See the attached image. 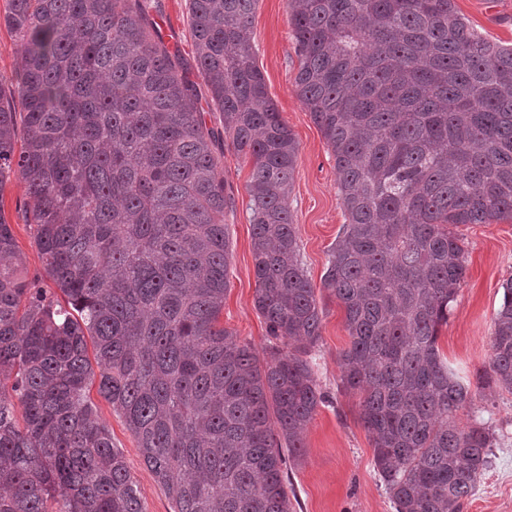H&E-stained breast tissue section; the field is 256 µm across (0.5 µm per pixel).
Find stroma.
I'll list each match as a JSON object with an SVG mask.
<instances>
[{"label": "stroma", "instance_id": "1", "mask_svg": "<svg viewBox=\"0 0 512 512\" xmlns=\"http://www.w3.org/2000/svg\"><path fill=\"white\" fill-rule=\"evenodd\" d=\"M147 2L165 43L179 48L186 76L198 82L200 98H207L194 60L187 0ZM455 6L484 37L512 43V0H455ZM253 30L256 64L265 77L269 96L299 146L288 206L304 269L322 311L321 339L311 353V363L326 400L304 433L299 461L288 468L292 512H395L373 468V448L359 416L360 397L345 391L340 380L338 358L348 348L350 337L343 308L325 290L323 279L345 213L334 158L297 95L294 79L298 59L287 0H258ZM215 154L224 168V194L229 200L224 210L230 242L228 289L220 321L261 354L268 339L264 320L254 306L256 278L246 208L252 161L237 154L225 138ZM27 201L24 185L17 178H7L0 184V211L13 228L27 276L38 279L40 287L52 293L56 286L46 275L33 231L24 222ZM456 232L463 242L465 277L447 323L439 328L438 347L461 381L480 388L472 406L459 411V421L469 425L483 419L496 433L492 464L481 473L464 512H512V392L479 379L489 363L490 337L502 302V286L512 279V220L463 224ZM89 398L137 481L144 512H170L171 503L144 464L124 419L97 390H90Z\"/></svg>", "mask_w": 512, "mask_h": 512}]
</instances>
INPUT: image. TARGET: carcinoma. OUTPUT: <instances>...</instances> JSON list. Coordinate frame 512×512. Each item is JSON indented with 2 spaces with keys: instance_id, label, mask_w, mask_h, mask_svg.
Returning <instances> with one entry per match:
<instances>
[{
  "instance_id": "cac0c4a2",
  "label": "carcinoma",
  "mask_w": 512,
  "mask_h": 512,
  "mask_svg": "<svg viewBox=\"0 0 512 512\" xmlns=\"http://www.w3.org/2000/svg\"><path fill=\"white\" fill-rule=\"evenodd\" d=\"M258 0H188L197 69L247 186L262 360L219 325L224 170L197 85L145 0H8L0 188L30 200L46 275L27 279L0 210V512H143L88 392L124 417L172 512H290L287 459L324 396L307 356L322 311L288 191L298 143L254 59ZM298 97L334 157L346 216L324 288L343 305L344 390L360 394L395 512H462L495 431L438 348L464 279L450 227L512 219V44L455 0H287ZM27 136L16 149L14 96ZM93 353H88V348ZM489 370L512 391V280ZM8 8L7 0H0V76L6 91L15 87L17 59L14 52L16 35L3 23V15Z\"/></svg>"
}]
</instances>
